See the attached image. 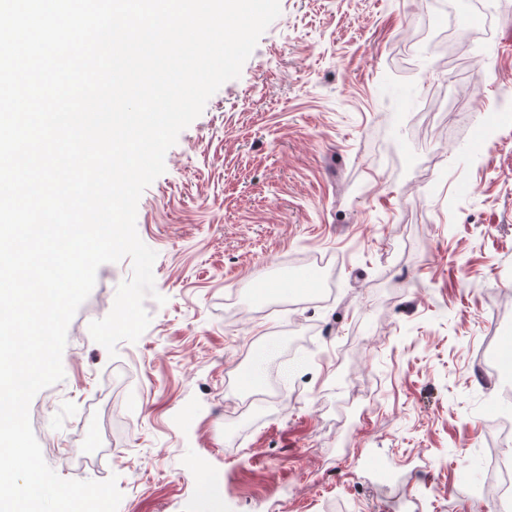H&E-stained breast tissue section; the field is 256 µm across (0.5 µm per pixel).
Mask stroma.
<instances>
[{"instance_id": "1", "label": "stroma", "mask_w": 512, "mask_h": 512, "mask_svg": "<svg viewBox=\"0 0 512 512\" xmlns=\"http://www.w3.org/2000/svg\"><path fill=\"white\" fill-rule=\"evenodd\" d=\"M416 0H280L238 79L224 83L141 195L136 230L157 258L151 316L116 356L91 321L111 311L132 262L101 265L67 331L64 378L38 392L32 426L66 479L116 477L118 512H198L209 480L224 512H497L482 491L487 437L512 379L483 369L512 337V21ZM468 37L451 63L431 42ZM478 72L462 97L459 76ZM446 156L429 166L433 139ZM327 261L334 299L308 303L314 352L287 358L284 314L256 299L286 284L271 258ZM303 384L274 417H231L225 376L242 356ZM377 388L367 432L335 419L353 379ZM191 411L189 425L177 417ZM471 452L460 469L458 449ZM303 455L313 487L293 470Z\"/></svg>"}]
</instances>
